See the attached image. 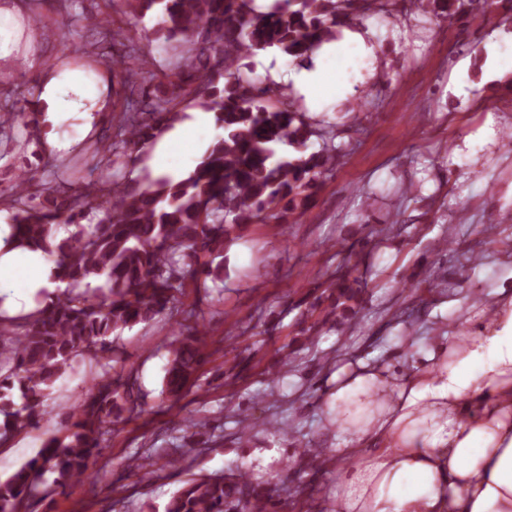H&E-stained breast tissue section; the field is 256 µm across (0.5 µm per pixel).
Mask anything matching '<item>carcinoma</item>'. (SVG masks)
Returning <instances> with one entry per match:
<instances>
[{"label":"carcinoma","mask_w":512,"mask_h":512,"mask_svg":"<svg viewBox=\"0 0 512 512\" xmlns=\"http://www.w3.org/2000/svg\"><path fill=\"white\" fill-rule=\"evenodd\" d=\"M372 0H276L259 13L254 0H123V14L158 17L156 34L180 41L186 53L172 71L169 94L147 85L150 60L124 42L121 25L107 11L84 17L97 49L119 44L115 58L98 53L125 88V105L110 135H101L65 165L56 181L26 167L0 197L12 210L14 236L43 251L67 288L22 322L0 316V442L36 422L44 398L78 360L107 364L120 354L116 339L136 324L166 314H191L179 307L187 282L206 287L222 271L214 263L232 228L283 221L303 214L321 179L336 161L332 131L318 129L283 94L237 68L243 55L275 48L304 62L339 28L370 9ZM451 17L483 10L488 0H420ZM37 83L4 99L0 131L7 144L38 139L35 120L25 115ZM189 97L216 114L217 138L193 174L128 180L120 172L140 159L160 125L174 122ZM320 148L309 150L312 137ZM286 144L288 157L276 155ZM111 175L89 180L85 170ZM73 226L56 241L54 231ZM358 278L338 270L329 287L336 306L357 298ZM24 331L15 332L17 326ZM205 327L173 348L164 391L180 399L203 362ZM144 394L121 367H112L83 394L63 422L64 435L50 438L37 454L0 480V512H24L39 494L46 473L54 486L82 483L100 454L101 430L142 412ZM272 500L245 471L191 478L168 501L165 512H269Z\"/></svg>","instance_id":"1"}]
</instances>
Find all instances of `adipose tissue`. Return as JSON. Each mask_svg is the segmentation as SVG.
<instances>
[{
  "mask_svg": "<svg viewBox=\"0 0 512 512\" xmlns=\"http://www.w3.org/2000/svg\"><path fill=\"white\" fill-rule=\"evenodd\" d=\"M351 52L373 56L367 34L347 30L323 44L314 68L291 74L296 92L313 104L333 91ZM111 106L103 70L43 67L33 106L48 130L42 151L69 155L77 142L58 127L76 117L85 134L95 133ZM211 121V113L194 112L166 130L147 162L152 175L186 178L193 162L170 161V150L202 147ZM63 287L53 262L17 246L11 226L0 223V314H29ZM481 307L474 335L438 328L410 364L361 359L337 371L324 410L342 440L337 456L356 465L337 471L323 512H512V289H495Z\"/></svg>",
  "mask_w": 512,
  "mask_h": 512,
  "instance_id": "ef3b65f1",
  "label": "adipose tissue"
}]
</instances>
